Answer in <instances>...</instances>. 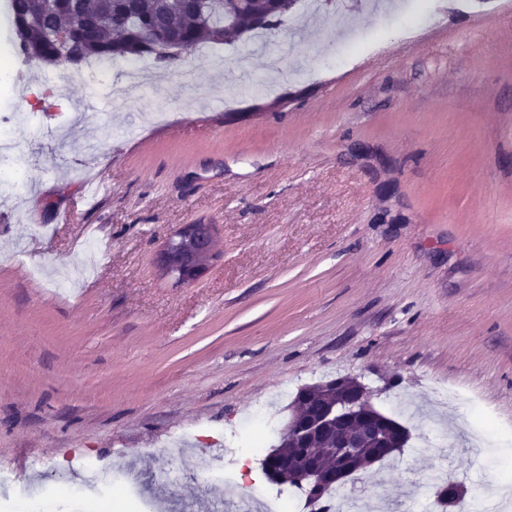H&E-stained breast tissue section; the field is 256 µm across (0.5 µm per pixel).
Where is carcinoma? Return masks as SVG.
Wrapping results in <instances>:
<instances>
[{
  "mask_svg": "<svg viewBox=\"0 0 512 512\" xmlns=\"http://www.w3.org/2000/svg\"><path fill=\"white\" fill-rule=\"evenodd\" d=\"M273 0H241L236 5L238 25L256 13L271 15L272 27L282 19L272 14ZM12 22L19 50L31 64L68 66L70 53L82 54L84 65L126 62L135 58L159 59V49L171 42L190 51L205 42L224 41V21L202 9L197 0H11ZM69 31L71 48L55 33ZM458 491L457 510L467 512L459 484L436 487L447 512L448 489Z\"/></svg>",
  "mask_w": 512,
  "mask_h": 512,
  "instance_id": "cac0c4a2",
  "label": "carcinoma"
}]
</instances>
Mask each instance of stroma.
I'll return each mask as SVG.
<instances>
[{
    "label": "stroma",
    "mask_w": 512,
    "mask_h": 512,
    "mask_svg": "<svg viewBox=\"0 0 512 512\" xmlns=\"http://www.w3.org/2000/svg\"><path fill=\"white\" fill-rule=\"evenodd\" d=\"M86 84L24 67L13 115L23 197L0 188V477L72 455L134 464L173 512L213 480L157 481L170 444L220 448L259 404L278 425L340 375L410 439L360 476L384 512H427L438 467L476 490L512 468V0H331L276 29ZM98 117L74 104L86 87ZM185 124L213 133L186 134ZM107 190L82 198L86 164ZM210 224L205 276L155 252ZM455 393L447 408L434 390Z\"/></svg>",
    "instance_id": "35a3bbf8"
}]
</instances>
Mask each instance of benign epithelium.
Wrapping results in <instances>:
<instances>
[{
    "label": "benign epithelium",
    "instance_id": "obj_1",
    "mask_svg": "<svg viewBox=\"0 0 512 512\" xmlns=\"http://www.w3.org/2000/svg\"><path fill=\"white\" fill-rule=\"evenodd\" d=\"M214 251V230L211 224H182L173 236L155 253L153 264L164 280L175 286L193 283L207 272ZM322 389L330 401L323 412L310 416L297 406L292 410L288 427L279 446L261 462L263 471L280 466L286 483L306 485L316 494H323L360 471L363 443L380 439V434L365 428L364 411L372 405L373 390L354 380L352 390H340L336 378ZM335 437L330 448L333 464L320 466L309 453L317 440ZM298 450L303 464L298 470L288 468V444Z\"/></svg>",
    "mask_w": 512,
    "mask_h": 512
}]
</instances>
